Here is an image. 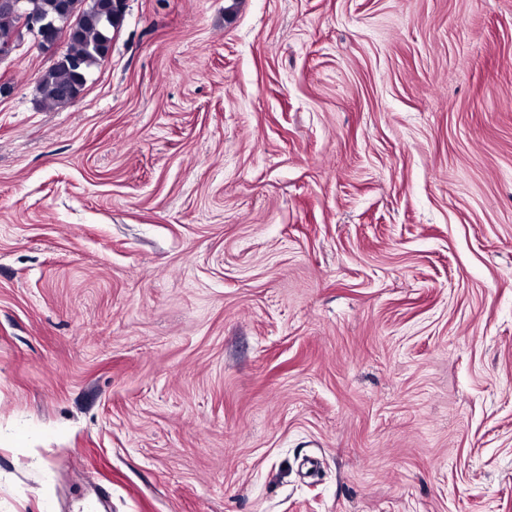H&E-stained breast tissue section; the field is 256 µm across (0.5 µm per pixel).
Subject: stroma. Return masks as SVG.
I'll return each instance as SVG.
<instances>
[{"instance_id":"stroma-1","label":"stroma","mask_w":512,"mask_h":512,"mask_svg":"<svg viewBox=\"0 0 512 512\" xmlns=\"http://www.w3.org/2000/svg\"><path fill=\"white\" fill-rule=\"evenodd\" d=\"M0 62V512H512V0H128ZM26 1L30 13L43 17L29 18L24 11V0H1L0 10L20 16V42L28 36L32 47L49 55L54 62L62 55L67 31L74 27L66 38L64 59L45 70L36 85L44 106L64 107L75 101L76 94L84 87L89 69L106 58L112 29L120 24V15L112 16V22H107L101 3L103 0H87L83 17L76 26L77 2L68 4L57 16L63 0Z\"/></svg>"}]
</instances>
